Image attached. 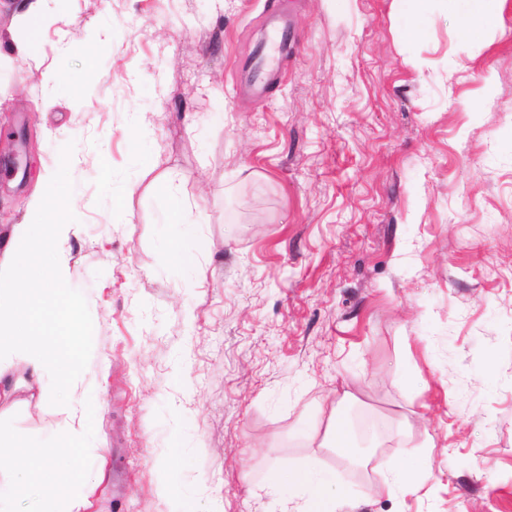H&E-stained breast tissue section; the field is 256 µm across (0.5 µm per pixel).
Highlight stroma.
<instances>
[{"label":"stroma","instance_id":"stroma-1","mask_svg":"<svg viewBox=\"0 0 512 512\" xmlns=\"http://www.w3.org/2000/svg\"><path fill=\"white\" fill-rule=\"evenodd\" d=\"M19 2L0 241L45 168L91 342L75 396L0 409V438L82 406L87 512H296L265 477L297 462L336 512H512V0L479 44L466 0L415 39L395 0H43L30 31ZM280 10L284 78L244 95ZM339 414L359 462L322 445ZM403 448L429 468L392 498Z\"/></svg>","mask_w":512,"mask_h":512}]
</instances>
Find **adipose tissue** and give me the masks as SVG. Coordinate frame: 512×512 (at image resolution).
Masks as SVG:
<instances>
[{
    "instance_id": "ef3b65f1",
    "label": "adipose tissue",
    "mask_w": 512,
    "mask_h": 512,
    "mask_svg": "<svg viewBox=\"0 0 512 512\" xmlns=\"http://www.w3.org/2000/svg\"><path fill=\"white\" fill-rule=\"evenodd\" d=\"M63 200L52 186L31 201L37 221L16 225L6 239L7 262L0 266V408L15 403L22 388L16 366L28 369L41 385L42 399L75 388L86 339L63 336L60 329L74 321L77 299L63 287L65 258L60 245L72 227L62 221ZM85 422L77 414L60 420L45 439L21 435L0 442V464L23 475L10 492L0 491V506L8 499L28 502V512H79L80 499H64L63 490L80 486L78 468L57 470L56 455L81 460L94 451ZM294 485L302 499L300 512H335L336 479L332 472L305 466L272 467L267 486Z\"/></svg>"
}]
</instances>
